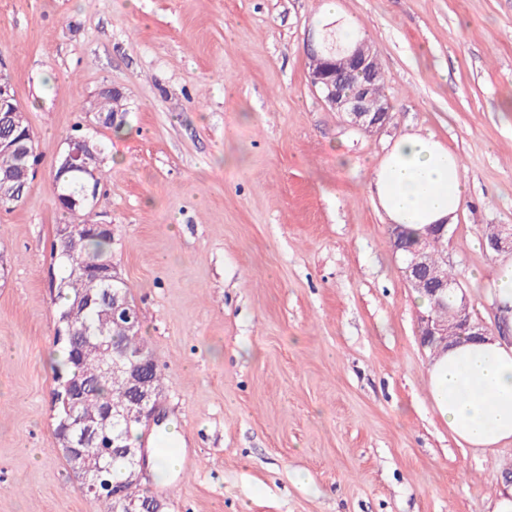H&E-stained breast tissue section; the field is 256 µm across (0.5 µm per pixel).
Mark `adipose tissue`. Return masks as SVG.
Returning <instances> with one entry per match:
<instances>
[{
  "label": "adipose tissue",
  "instance_id": "ef3b65f1",
  "mask_svg": "<svg viewBox=\"0 0 512 512\" xmlns=\"http://www.w3.org/2000/svg\"><path fill=\"white\" fill-rule=\"evenodd\" d=\"M377 198L410 239L452 220L467 198L458 157L417 131L401 134L373 169ZM435 406L465 444L493 449L512 440V344L461 342L435 358L428 374Z\"/></svg>",
  "mask_w": 512,
  "mask_h": 512
}]
</instances>
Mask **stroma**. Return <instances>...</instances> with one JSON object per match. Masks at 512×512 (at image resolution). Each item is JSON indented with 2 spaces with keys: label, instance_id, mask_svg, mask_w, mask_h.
<instances>
[{
  "label": "stroma",
  "instance_id": "stroma-1",
  "mask_svg": "<svg viewBox=\"0 0 512 512\" xmlns=\"http://www.w3.org/2000/svg\"><path fill=\"white\" fill-rule=\"evenodd\" d=\"M327 0H0V67L40 162L0 209V512H98L54 433L57 156L90 100L110 177L93 210L183 462L142 488L164 512H490L512 441L460 443L439 416L415 292L372 167L400 133L461 161L444 257L476 318L512 227V0H340L376 48L388 127L350 128L310 85Z\"/></svg>",
  "mask_w": 512,
  "mask_h": 512
}]
</instances>
